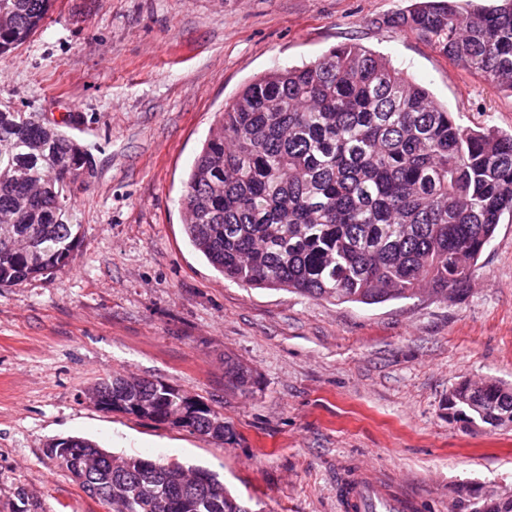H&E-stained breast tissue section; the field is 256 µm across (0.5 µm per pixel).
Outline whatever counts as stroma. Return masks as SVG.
<instances>
[{"label": "stroma", "instance_id": "1", "mask_svg": "<svg viewBox=\"0 0 512 512\" xmlns=\"http://www.w3.org/2000/svg\"><path fill=\"white\" fill-rule=\"evenodd\" d=\"M411 0H56L0 56V106L71 119L95 160L74 199L76 261L0 288V512L16 487L39 512H111L56 471L46 446L202 466L250 512H340L357 467L418 496L421 512H478L512 495V426L463 427L449 392L512 388V222L467 294L336 304L224 279L183 226L187 173L216 112L254 77L330 47L377 51L463 125L512 133V94L429 43L373 21ZM248 367L234 388L224 360ZM114 373L158 380L224 417L215 441L90 403Z\"/></svg>", "mask_w": 512, "mask_h": 512}]
</instances>
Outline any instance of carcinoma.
Here are the masks:
<instances>
[{"mask_svg": "<svg viewBox=\"0 0 512 512\" xmlns=\"http://www.w3.org/2000/svg\"><path fill=\"white\" fill-rule=\"evenodd\" d=\"M55 0H0V55L25 43ZM391 23L464 70L512 92V0H421ZM94 174L78 140L35 112L0 108V287L68 266L79 247L75 190ZM185 233L224 278L311 299L381 304L421 292L446 301L512 218V135L460 124L429 90L355 44L250 80L225 103L194 160ZM228 373L247 390L248 368ZM88 394L112 410L224 440V417L161 381L114 375ZM448 409L473 424H512V389L467 382ZM47 456L76 470L112 512H248L216 474L99 451L79 438ZM480 512H512L489 497Z\"/></svg>", "mask_w": 512, "mask_h": 512, "instance_id": "carcinoma-1", "label": "carcinoma"}]
</instances>
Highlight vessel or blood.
<instances>
[{
	"mask_svg": "<svg viewBox=\"0 0 512 512\" xmlns=\"http://www.w3.org/2000/svg\"><path fill=\"white\" fill-rule=\"evenodd\" d=\"M341 512H420L421 501L395 490L368 469L360 468L341 482L336 491Z\"/></svg>",
	"mask_w": 512,
	"mask_h": 512,
	"instance_id": "obj_1",
	"label": "vessel or blood"
}]
</instances>
